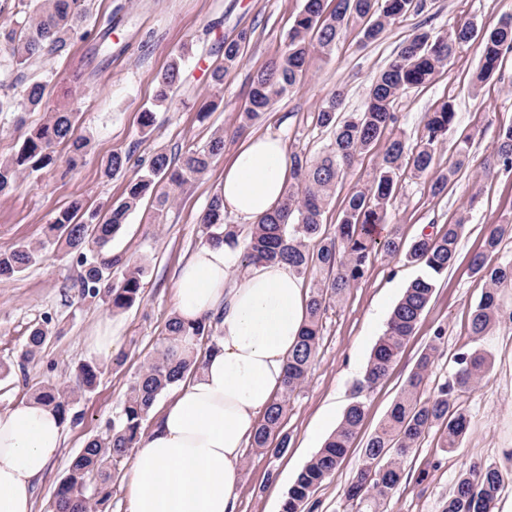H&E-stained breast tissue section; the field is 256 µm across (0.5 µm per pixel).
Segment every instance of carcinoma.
I'll list each match as a JSON object with an SVG mask.
<instances>
[{"mask_svg": "<svg viewBox=\"0 0 512 512\" xmlns=\"http://www.w3.org/2000/svg\"><path fill=\"white\" fill-rule=\"evenodd\" d=\"M426 0H304L288 29L285 47L277 59L253 78L242 113L243 125L254 124L278 98L297 88L306 76L315 55H329L337 41L353 27L361 38H380L394 20L419 13ZM87 0H0V16L12 17L0 24V87L8 93L0 97V112H29L43 104L46 85L36 79L21 80V73L46 56L68 54L71 34L87 14ZM247 39L224 43L223 61L210 72L213 84L224 83V75L235 68L241 45ZM478 43L480 58L473 85L479 86L512 54V14L499 18L491 28L474 24L444 32L415 31L397 55L378 75L360 112H341L342 92L325 98L314 113L315 124L330 133V141L319 156L290 155L291 182L283 200L258 223L251 225L245 239L234 224L224 223L220 197L211 199L201 223L207 240L236 245L244 242L241 261L246 263L286 262L299 278L320 275L308 299V315L295 350L288 358L283 390L257 423L251 447L275 457L288 451V435L282 420L288 398L306 380L317 355L323 316L331 300L344 295L365 277L377 251L403 256L421 270L392 310L383 334L370 354L357 392L372 388L395 366L417 323L428 306L438 279L456 259L459 240L467 223L462 215L441 234L423 233L413 241H403L395 230L379 237L375 229L386 224L388 209L401 173L428 175L437 167L439 153L456 123L457 113L450 102L429 112L419 140L411 144L395 135L385 148L375 170L362 188L349 192L334 234L322 231L323 215L341 183L359 158L371 152L385 131L395 126L394 107L402 91L422 87L448 65L461 48ZM185 55L174 56L157 80L152 108L141 113V133L149 135L155 124V109L170 104L182 81ZM76 113L55 111L45 122L29 130L18 149L0 158V194L8 193L28 175L52 169L57 163L55 147L71 144V162L88 151L86 136H74ZM476 134L459 137L453 144L448 168L435 176L431 191L447 193L455 176L469 165ZM224 152V133L215 132L206 144L189 149L172 161L168 154L155 152L148 164L126 183L123 195L91 213L81 203L56 214L45 239L33 244L19 242L0 251V280L12 279L36 264L43 252L54 248L76 259L79 275L64 288L75 290L83 299L102 302L114 312L132 307L139 299L147 268L108 250L130 214L144 201L154 213L169 211L176 191L202 176ZM131 155L114 153L102 163L104 177H123L130 168ZM488 167L512 171V125L499 128L494 138ZM512 239V219L505 218L487 229L483 249L470 261L474 274L486 283L485 292L470 315L471 335L481 337L502 324H512V310L500 302L501 292L512 288V256L502 253L501 244ZM215 328L204 318L184 324L171 317L163 349L152 358L130 386L119 409L105 424V432L89 440L72 461L58 484L54 497L57 512H106L112 497V474L131 448L142 438L144 425L157 399L200 369L205 353L214 348ZM445 329L434 332L430 344L420 353L407 377L399 398L362 448V462L343 491L346 512H382L387 500L403 483L423 485L428 468L415 474L405 470L403 461L419 447L428 433L442 430L441 448L458 446L469 427V415L462 397L488 382L492 369L488 353L472 347L454 358L456 369L436 383L422 398L436 361ZM47 340L39 325L30 328L19 369L34 359ZM100 373L95 362H85L75 372L76 387L47 383L28 398L53 406L62 420L77 422L73 411L77 391H92ZM365 404L348 405L336 431L326 440L288 490L281 512H310L307 509L321 484L335 471L364 420ZM505 479L501 471L473 462L460 474L448 495L443 512H493Z\"/></svg>", "mask_w": 512, "mask_h": 512, "instance_id": "obj_1", "label": "carcinoma"}]
</instances>
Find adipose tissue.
I'll return each mask as SVG.
<instances>
[{
    "label": "adipose tissue",
    "mask_w": 512,
    "mask_h": 512,
    "mask_svg": "<svg viewBox=\"0 0 512 512\" xmlns=\"http://www.w3.org/2000/svg\"><path fill=\"white\" fill-rule=\"evenodd\" d=\"M291 177L284 141L249 138L224 169L226 212L257 223ZM239 252L201 244L182 264L174 312L216 321L215 347L183 382L132 455L129 512H235L240 461L281 392L307 316L300 279L284 263L238 266ZM52 406L26 400L0 413V512H34L35 483L63 442Z\"/></svg>",
    "instance_id": "ef3b65f1"
}]
</instances>
